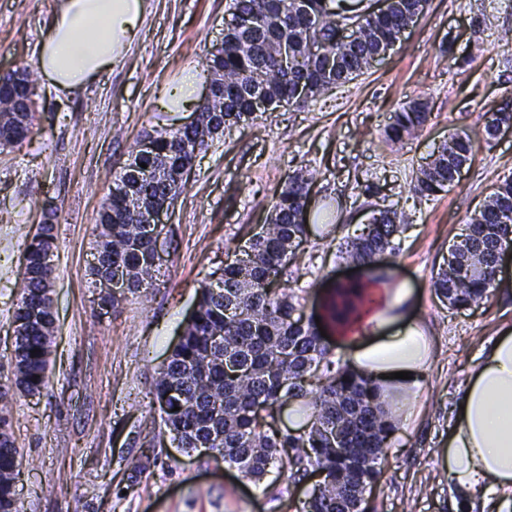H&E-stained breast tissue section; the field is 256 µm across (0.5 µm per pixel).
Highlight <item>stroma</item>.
<instances>
[{
	"label": "stroma",
	"mask_w": 512,
	"mask_h": 512,
	"mask_svg": "<svg viewBox=\"0 0 512 512\" xmlns=\"http://www.w3.org/2000/svg\"><path fill=\"white\" fill-rule=\"evenodd\" d=\"M230 0H151L124 60L82 92L64 96L38 82L41 119L21 145L0 151V383L10 378L13 314L25 243L45 209L55 211L52 299L56 329L46 387L13 395L20 512H294L315 477L257 483L201 450L178 448L164 427L153 385L193 313L202 282L264 224L298 171L313 173L298 261L280 284L319 318L335 358L347 355L352 321L386 308L407 284L411 315L431 337L433 360L398 421L366 512H452L457 492L439 454L453 407L483 346L512 326V258L488 299L449 308L433 278L448 247L512 176V128L487 138L492 112L512 105V0H430L427 14L365 74L303 105L257 115L198 152L160 237L151 287L108 308L87 272L96 224L112 180L147 133L177 128L189 112H164L162 96L191 67L205 69L224 38ZM56 0H0V74L35 66ZM422 99L426 125L385 138L403 104ZM474 149L449 191L413 192L430 156L455 130ZM402 213L407 229L383 275L337 251L376 211ZM358 284L350 324L330 316L340 287Z\"/></svg>",
	"instance_id": "obj_1"
}]
</instances>
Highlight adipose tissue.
I'll use <instances>...</instances> for the list:
<instances>
[{
	"label": "adipose tissue",
	"instance_id": "ef3b65f1",
	"mask_svg": "<svg viewBox=\"0 0 512 512\" xmlns=\"http://www.w3.org/2000/svg\"><path fill=\"white\" fill-rule=\"evenodd\" d=\"M148 11V0H58L38 48L40 75L55 91H81L120 62ZM412 295L411 289H395L392 304L350 338V367L383 383L397 416L432 358L419 320L403 314ZM462 393L464 407L454 414L441 464L462 500L494 494L497 512H512V327L482 348Z\"/></svg>",
	"mask_w": 512,
	"mask_h": 512
}]
</instances>
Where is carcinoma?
<instances>
[{
    "label": "carcinoma",
    "mask_w": 512,
    "mask_h": 512,
    "mask_svg": "<svg viewBox=\"0 0 512 512\" xmlns=\"http://www.w3.org/2000/svg\"><path fill=\"white\" fill-rule=\"evenodd\" d=\"M428 6L429 0H386L385 11L366 13L351 0H231L229 11L245 24L225 32L224 45L207 59L217 93L201 108L202 126L146 134L152 150L138 151L137 162L116 176L118 191L99 212L89 266L92 287L111 279L123 281L130 292L153 285L150 246L162 233L148 223L153 198L164 191L178 196L185 186L179 170L225 131L252 118L254 98L262 96L269 111L354 80ZM354 23L358 36L340 41V28ZM284 42L292 51L286 61L277 50ZM0 95L20 101V111L0 112V147L6 148L25 141L38 120V92L29 67L1 77ZM429 116L424 102L413 101L394 113L387 137L398 141ZM501 125L512 127V111L492 113L487 138H494L492 130ZM472 155L467 132L449 134L420 169L414 192L429 197L449 190L457 166ZM311 184L305 173L290 176L272 202L265 229L224 264L217 283L200 285L196 309L156 378L154 396L164 427L180 447L208 448L255 482L274 466L287 482L317 471L321 480L297 512H362L365 492L381 476L395 424L380 410L377 386L333 359L315 325L304 319L301 297L291 288L275 287L306 236L301 219ZM403 231L396 211L381 210L346 242L345 254L362 264L375 263L396 250L395 238ZM53 241V225L41 224L26 244L14 313L11 385H0V512H18L8 396L13 390L40 393L50 368L54 276L46 258ZM507 241L512 242V178L496 185L466 233L449 248L446 267L434 278L437 296L454 309L486 297L496 254ZM286 399L310 411V426L302 435L279 426Z\"/></svg>",
    "instance_id": "cac0c4a2"
}]
</instances>
